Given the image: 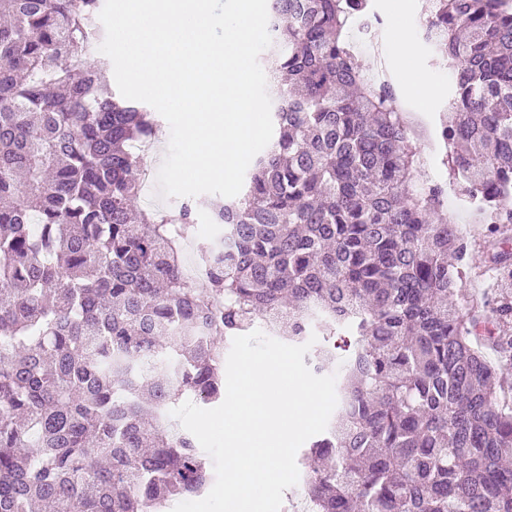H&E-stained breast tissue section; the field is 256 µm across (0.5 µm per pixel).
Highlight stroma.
<instances>
[{"mask_svg":"<svg viewBox=\"0 0 512 512\" xmlns=\"http://www.w3.org/2000/svg\"><path fill=\"white\" fill-rule=\"evenodd\" d=\"M425 0H369L370 11L386 16L389 19L387 39L397 43L399 33H406L413 48L412 57L395 53L389 56L388 66L395 74H403L407 67H414L425 75L431 86V95L427 105H420L408 85H401L400 94L410 110L422 111V129L427 141L432 144V152L423 165L417 170L415 179L418 182L441 181L448 185V214L456 224L461 237L468 244V262L471 274L462 283L466 300L477 302L479 305H491L489 291L494 278L485 274L484 268L488 263L489 247L486 243L487 226L484 222L475 220L473 214L463 202V194L453 173L446 164L445 158L449 153L448 147L436 143L435 133L444 113L448 109V101L452 88L448 74L446 57L437 53L428 44L419 27L420 18L424 12Z\"/></svg>","mask_w":512,"mask_h":512,"instance_id":"obj_1","label":"stroma"}]
</instances>
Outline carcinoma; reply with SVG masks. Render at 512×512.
<instances>
[{
  "label": "carcinoma",
  "instance_id": "cac0c4a2",
  "mask_svg": "<svg viewBox=\"0 0 512 512\" xmlns=\"http://www.w3.org/2000/svg\"><path fill=\"white\" fill-rule=\"evenodd\" d=\"M366 0H272L263 52L273 139L242 193L144 207L159 126L116 93L100 0H0V512H165L214 482L163 417L224 398L231 338L272 337L336 374L307 444L309 512H512V397L483 348L512 353V299L459 302L467 246L448 186L344 37ZM453 92L438 132L492 220L512 278V0H426ZM205 207L206 287L180 244Z\"/></svg>",
  "mask_w": 512,
  "mask_h": 512
}]
</instances>
